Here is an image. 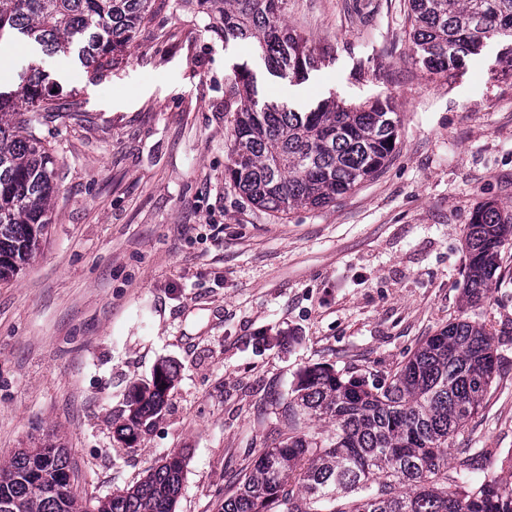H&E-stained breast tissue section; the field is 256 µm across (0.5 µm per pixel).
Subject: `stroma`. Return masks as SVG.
<instances>
[{"label": "stroma", "instance_id": "35a3bbf8", "mask_svg": "<svg viewBox=\"0 0 512 512\" xmlns=\"http://www.w3.org/2000/svg\"><path fill=\"white\" fill-rule=\"evenodd\" d=\"M124 60L91 78L73 59L17 48L15 89L48 69L77 115L48 118L60 188L47 240L0 282V465L52 443L81 497L133 486L182 455L175 512H220L311 366L386 378L459 316L483 323L497 376L457 448L472 482L512 478V240L501 277L465 302V226L512 208V70L497 44L439 78L418 62L409 0H288L315 68L290 84L247 43L225 44L195 0H166ZM273 99L392 102L396 150L325 207L277 214L224 178L233 64ZM178 376L134 444L116 433L161 362Z\"/></svg>", "mask_w": 512, "mask_h": 512}]
</instances>
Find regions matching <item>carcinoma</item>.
Wrapping results in <instances>:
<instances>
[{
	"instance_id": "cac0c4a2",
	"label": "carcinoma",
	"mask_w": 512,
	"mask_h": 512,
	"mask_svg": "<svg viewBox=\"0 0 512 512\" xmlns=\"http://www.w3.org/2000/svg\"><path fill=\"white\" fill-rule=\"evenodd\" d=\"M287 0H224L212 10L224 43L251 44L269 75L306 79L312 57L288 27ZM413 49L425 69L445 75L492 41L512 46V0H409ZM156 12V0H0V41L21 37L47 57H75L93 77L112 70ZM293 66L282 74L284 61ZM54 83L31 69L14 91L0 90V281L16 276L36 253L50 224L48 201L58 192L54 156L42 134L43 113L69 115L54 102ZM237 103L224 178L252 204L285 213L335 201L375 176L397 145L388 101L352 105L323 99L273 101L255 108V74L237 67ZM464 293L478 305L501 268L512 237V210L489 202L466 225ZM497 372L492 336L465 318L426 337L387 381L369 383L333 370H305L282 414L284 437L264 449L238 479L222 512H512V482L467 480L464 435ZM176 369L160 364L137 390L118 430L134 443L164 407ZM331 421L310 433L302 419ZM184 476L174 454L130 488L83 499L71 487L65 448H22L0 466V512H174Z\"/></svg>"
}]
</instances>
